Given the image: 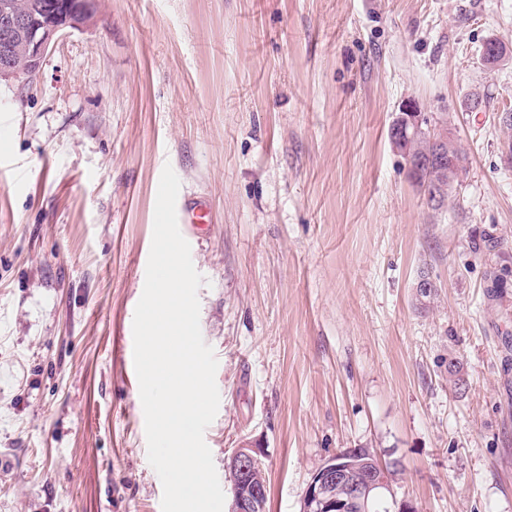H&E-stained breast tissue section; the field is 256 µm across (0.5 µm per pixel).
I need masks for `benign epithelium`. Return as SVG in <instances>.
<instances>
[{"instance_id": "1", "label": "benign epithelium", "mask_w": 512, "mask_h": 512, "mask_svg": "<svg viewBox=\"0 0 512 512\" xmlns=\"http://www.w3.org/2000/svg\"><path fill=\"white\" fill-rule=\"evenodd\" d=\"M98 14V0H50L39 11L21 14L11 0H0V78L18 85L32 79L50 48L65 33L92 21ZM483 67L496 69L512 60L501 52L497 39L482 48ZM430 137L435 144V171L444 182L461 181L464 167L456 144L446 129L436 130L409 102L392 124L390 137L396 151H405L410 142ZM227 470L232 474V501L229 512H264L268 480L256 449L243 445L230 457ZM394 469L378 462L368 448L339 452L313 472L304 492L301 512H375L384 493L392 490Z\"/></svg>"}]
</instances>
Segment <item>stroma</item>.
<instances>
[{"label": "stroma", "instance_id": "obj_1", "mask_svg": "<svg viewBox=\"0 0 512 512\" xmlns=\"http://www.w3.org/2000/svg\"><path fill=\"white\" fill-rule=\"evenodd\" d=\"M491 36L512 45V0H100L28 85L0 81V512H162L132 325L167 165L211 213L186 240L217 473L252 445L267 512H300L324 459L371 448L418 512H512ZM408 102L469 156L437 211L391 145Z\"/></svg>", "mask_w": 512, "mask_h": 512}]
</instances>
